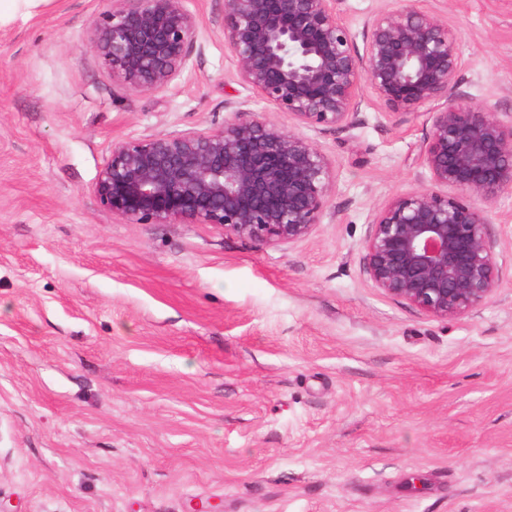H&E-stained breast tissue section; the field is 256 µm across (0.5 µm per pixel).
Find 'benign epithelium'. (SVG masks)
Returning <instances> with one entry per match:
<instances>
[{
	"label": "benign epithelium",
	"mask_w": 512,
	"mask_h": 512,
	"mask_svg": "<svg viewBox=\"0 0 512 512\" xmlns=\"http://www.w3.org/2000/svg\"><path fill=\"white\" fill-rule=\"evenodd\" d=\"M89 28L112 80L164 89L187 68L203 22L184 0H110ZM336 0H224L212 25L236 60L233 78L285 112L295 129L261 121L244 103L209 130L112 143L100 203L133 224H216L259 246L307 238L335 186L330 160L305 129L358 121L370 89L390 120L429 105L422 165L437 189L391 197L363 242L366 272L386 294L444 320L483 304L498 282L485 205L512 189V114L459 92V33L415 0L363 24L362 45Z\"/></svg>",
	"instance_id": "benign-epithelium-1"
}]
</instances>
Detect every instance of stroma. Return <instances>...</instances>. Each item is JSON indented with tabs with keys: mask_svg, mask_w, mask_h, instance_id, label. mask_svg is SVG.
Returning <instances> with one entry per match:
<instances>
[{
	"mask_svg": "<svg viewBox=\"0 0 512 512\" xmlns=\"http://www.w3.org/2000/svg\"><path fill=\"white\" fill-rule=\"evenodd\" d=\"M459 32L460 89L512 113V0H421ZM201 53L132 92L88 43L108 0L0 27V512H512V189L488 205L499 280L446 321L374 288L362 243L391 196L431 188L426 110L310 131L331 161L306 239L132 224L95 195L118 139L283 128Z\"/></svg>",
	"mask_w": 512,
	"mask_h": 512,
	"instance_id": "1",
	"label": "stroma"
}]
</instances>
